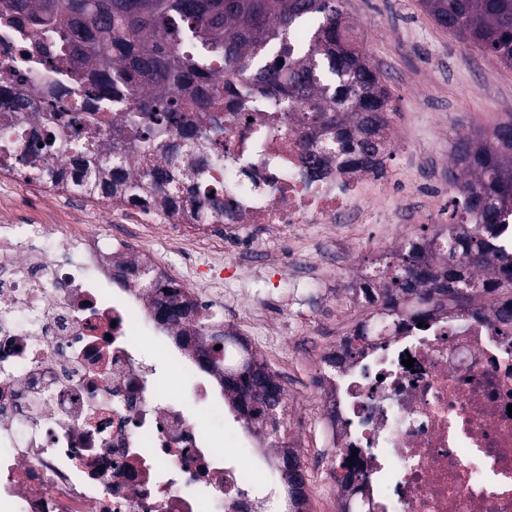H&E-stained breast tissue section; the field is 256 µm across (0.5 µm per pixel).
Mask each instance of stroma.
Segmentation results:
<instances>
[{
    "label": "stroma",
    "instance_id": "1",
    "mask_svg": "<svg viewBox=\"0 0 512 512\" xmlns=\"http://www.w3.org/2000/svg\"><path fill=\"white\" fill-rule=\"evenodd\" d=\"M344 10L356 45L382 73L394 106L389 129L402 143L391 147L385 172L397 184L413 188L407 207L416 206L427 195L434 198L439 218L447 219L453 197L448 166L455 139L467 130L492 131L512 118V69L439 27L419 0H346ZM0 206L9 209L19 224H83L101 233L124 225L132 241L154 253L162 266L216 293L233 288L242 290L247 303L260 300L274 308L288 305L287 314L256 329L252 340L275 352L269 368L300 408H307L308 396L299 387L318 368L316 350L343 330L335 318V306L345 298L342 281H334L324 305L309 291L292 293L287 279L275 268L256 273L244 267L229 277L174 249L159 217H151L153 233L144 236L130 226L123 207L52 192L19 176L0 175ZM398 228V222L390 218L366 225L357 240H339L336 249L346 263L376 268L381 258L389 256L388 240ZM302 428L314 445L319 490L322 496L332 497L336 482L330 467L336 451L331 435L323 421L310 413Z\"/></svg>",
    "mask_w": 512,
    "mask_h": 512
}]
</instances>
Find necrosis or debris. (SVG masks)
Wrapping results in <instances>:
<instances>
[{
  "label": "necrosis or debris",
  "mask_w": 512,
  "mask_h": 512,
  "mask_svg": "<svg viewBox=\"0 0 512 512\" xmlns=\"http://www.w3.org/2000/svg\"><path fill=\"white\" fill-rule=\"evenodd\" d=\"M250 116L224 115L227 238L248 224L296 241L310 224L377 222L364 175L330 160L309 168L299 125L269 106ZM145 210L176 229L181 248L207 235L191 209ZM48 238L69 263L44 248ZM126 248L58 224H0V512H201V489L216 512H311L312 457L299 430L282 433L305 480L297 508L258 487L260 456L226 455L187 401L165 395L137 335L165 343L172 366L209 399L198 311L180 335L159 309L172 289L193 300L208 288L188 287L149 254L138 259L149 288L124 284L113 259ZM311 396L337 454L355 455L367 475L355 512H512V326L496 322L485 294L387 332Z\"/></svg>",
  "instance_id": "1"
}]
</instances>
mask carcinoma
I'll return each mask as SVG.
<instances>
[{
	"instance_id": "cac0c4a2",
	"label": "carcinoma",
	"mask_w": 512,
	"mask_h": 512,
	"mask_svg": "<svg viewBox=\"0 0 512 512\" xmlns=\"http://www.w3.org/2000/svg\"><path fill=\"white\" fill-rule=\"evenodd\" d=\"M0 0V28L17 32L28 57L53 79L35 98L0 86V172L64 192L123 203L133 177L126 153L144 167L143 190L190 202L198 219L224 218V112L270 102L324 136L343 172L382 169L391 97L380 74L346 36L343 0ZM437 25L512 68V0H421ZM68 114L65 124L60 115ZM43 146H38V143ZM448 183L446 224L408 233L380 272L367 303H468L480 284L463 260L486 264L503 212L512 210V119L491 135L462 132ZM508 299L498 321L512 324V252L499 258ZM198 354L224 384V400L260 438L284 389L255 353L227 370L228 332L201 307ZM220 344L222 348L215 349ZM362 352L348 341L343 366Z\"/></svg>"
}]
</instances>
